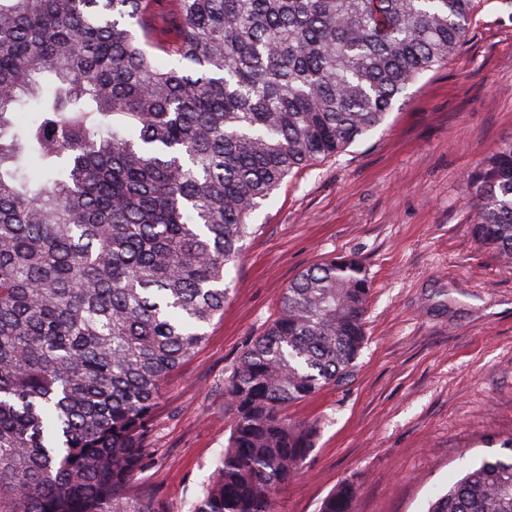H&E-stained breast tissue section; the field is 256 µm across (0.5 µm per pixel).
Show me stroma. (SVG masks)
Wrapping results in <instances>:
<instances>
[{
	"mask_svg": "<svg viewBox=\"0 0 512 512\" xmlns=\"http://www.w3.org/2000/svg\"><path fill=\"white\" fill-rule=\"evenodd\" d=\"M512 145V5L480 0L455 55L384 123L288 176L224 270L223 317L173 374L158 462L135 493L187 512L229 436L224 378L302 271L352 257L370 281L351 376L292 404L315 445L274 512H319L344 481L353 512H427L432 495L512 440V264L472 234L469 176Z\"/></svg>",
	"mask_w": 512,
	"mask_h": 512,
	"instance_id": "obj_1",
	"label": "stroma"
}]
</instances>
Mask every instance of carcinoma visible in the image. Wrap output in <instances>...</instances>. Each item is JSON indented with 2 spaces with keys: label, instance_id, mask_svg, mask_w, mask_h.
<instances>
[{
  "label": "carcinoma",
  "instance_id": "cac0c4a2",
  "mask_svg": "<svg viewBox=\"0 0 512 512\" xmlns=\"http://www.w3.org/2000/svg\"><path fill=\"white\" fill-rule=\"evenodd\" d=\"M165 2L0 0V512H158L130 487L170 375L224 313L250 217L382 124L475 8ZM469 184L474 237L511 262L512 146ZM369 295L344 257L289 284L224 377L230 434L189 512H273L314 447L285 409L348 377ZM352 500L342 483L320 512ZM428 512H512V445Z\"/></svg>",
  "mask_w": 512,
  "mask_h": 512
}]
</instances>
